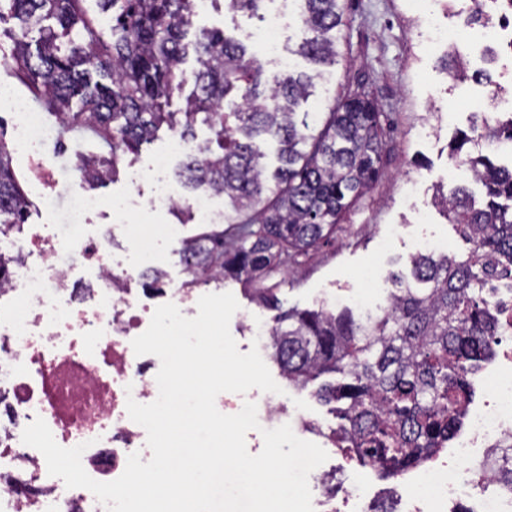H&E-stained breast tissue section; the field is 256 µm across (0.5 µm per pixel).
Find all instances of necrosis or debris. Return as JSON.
<instances>
[{
	"label": "necrosis or debris",
	"mask_w": 512,
	"mask_h": 512,
	"mask_svg": "<svg viewBox=\"0 0 512 512\" xmlns=\"http://www.w3.org/2000/svg\"><path fill=\"white\" fill-rule=\"evenodd\" d=\"M13 111L16 140L31 155L38 171L32 183L42 193V207L57 211V199L47 192L55 178L54 158L42 146L55 136L40 113L0 97V110ZM104 205L101 197L79 193L67 206L68 234L57 225L29 228L18 242L21 271L0 283V393L7 397V425H0V512H107L84 488H67L50 476L43 455L25 445L22 432L42 418L56 442L65 448L84 445L82 465L93 479L109 482L124 471L127 458L152 456L145 429L133 422L126 403L149 404L159 389L158 357L135 355L131 342L149 326L158 301L174 303L184 316L197 314L196 289L164 278L157 293L136 290L142 265L129 252L149 253L143 240L130 241L123 252L112 242L117 229L91 223ZM489 305L499 318L496 344L500 356L483 375L490 398L468 412V430L448 450L446 461L429 462L416 474L398 481L404 512H512V280L493 290ZM326 472L309 475L314 512H370L369 485L347 489L341 507L322 496Z\"/></svg>",
	"instance_id": "obj_1"
}]
</instances>
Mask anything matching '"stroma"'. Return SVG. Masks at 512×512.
<instances>
[{
  "label": "stroma",
  "instance_id": "obj_1",
  "mask_svg": "<svg viewBox=\"0 0 512 512\" xmlns=\"http://www.w3.org/2000/svg\"><path fill=\"white\" fill-rule=\"evenodd\" d=\"M409 4L410 0H350L347 37L352 51L341 54L331 70L332 80L318 82L305 105L311 112L324 111L339 94L345 75L359 76L372 83L382 111L390 117L392 131L378 182L342 223L335 240L304 257L297 277H280L277 296L283 307L313 309L328 301L358 315L362 312L360 298L366 293H373L376 304L384 305L386 289H373L372 282L386 280L395 262H407L416 238L447 241L452 253L460 256L469 250L443 214L432 208L431 196L436 182L448 187L454 183L448 168V143L455 129L468 127L471 112L478 110L489 89L470 81L458 82L446 73L439 53L420 37ZM195 24L220 27L243 40L260 21L225 8L222 0H211L206 14ZM172 136V131L160 129L138 153L124 157L116 180L98 190L100 196L115 201L118 209L94 216L93 221L106 224L115 218L135 225L143 238L155 244L159 260L170 274L178 276L182 273L181 247L167 244L160 233L161 225L175 223V215H148L142 205L153 194V182L142 183L140 204L126 203L129 174L147 169L158 156H166L164 176L174 180L184 156L170 152ZM422 212L427 215L423 222L418 219ZM198 291L235 296L240 312L233 315L230 332L239 351L248 352L251 343L242 314L266 322L270 311L252 301L241 284L230 280L199 286ZM279 400L323 431L339 425L335 414L317 402L310 390L287 384Z\"/></svg>",
  "mask_w": 512,
  "mask_h": 512
}]
</instances>
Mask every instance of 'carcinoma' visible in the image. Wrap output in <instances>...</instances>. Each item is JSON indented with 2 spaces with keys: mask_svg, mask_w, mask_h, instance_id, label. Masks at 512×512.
Returning <instances> with one entry per match:
<instances>
[{
  "mask_svg": "<svg viewBox=\"0 0 512 512\" xmlns=\"http://www.w3.org/2000/svg\"><path fill=\"white\" fill-rule=\"evenodd\" d=\"M298 2L303 37L288 53L308 62L305 71L271 73L224 30L194 29V0H0V22H13L0 66L56 116L59 139L86 131L108 148L78 156L91 189L115 179L123 156L161 127L190 143L197 122L210 126L213 138L191 148L177 176L192 193L224 197V223L183 242L185 285L235 280L276 311L268 346L288 383L349 378L315 392L327 404L346 401L326 438L394 480L454 438L493 355L498 320L484 292L512 275V164L498 163L491 145L512 143V113H472L449 145L448 160L484 188L480 204L463 182L433 197L470 245L466 256H410V275L390 274L382 314L282 310L275 286L262 282L297 272L299 258L336 235L378 181L387 145L384 112L362 80L345 78L325 112L301 110L337 64L349 18L345 0ZM225 5L259 18L263 0ZM190 57L194 89L184 111L171 112ZM441 64L455 80L496 85L491 69L470 75L452 50ZM31 206L0 124V234L22 233Z\"/></svg>",
  "mask_w": 512,
  "mask_h": 512,
  "instance_id": "cac0c4a2",
  "label": "carcinoma"
}]
</instances>
